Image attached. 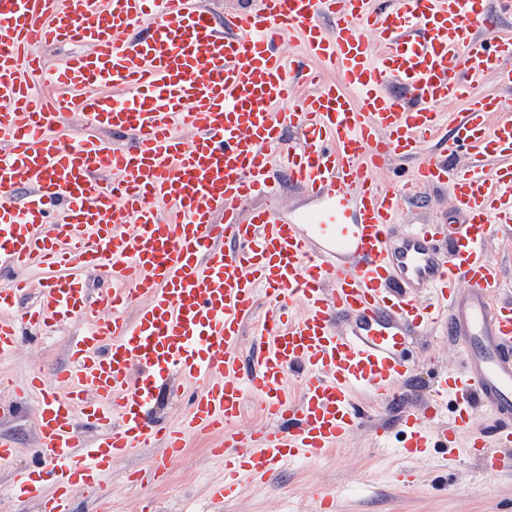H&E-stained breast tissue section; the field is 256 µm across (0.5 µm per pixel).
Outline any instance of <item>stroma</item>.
I'll return each instance as SVG.
<instances>
[{"mask_svg": "<svg viewBox=\"0 0 512 512\" xmlns=\"http://www.w3.org/2000/svg\"><path fill=\"white\" fill-rule=\"evenodd\" d=\"M450 198L449 187L428 189L401 220L451 221ZM71 334L68 327L47 329L0 364V372L14 383L13 389H0V434L11 436L18 448L13 459L0 462V512H38L37 504L18 497L13 487L18 472L39 466L32 423L35 400L23 387L34 371L66 364ZM412 359L414 380L404 391L409 402L425 396L444 370L460 369L463 363L460 349L437 332L416 337ZM403 444L395 435L390 446H380L366 425L327 458L293 463L263 482L244 483L237 497L221 502L212 500L211 488L223 481L224 463L204 441L190 439L180 459L169 464L165 480L151 474L164 458L159 444L113 461L103 489L76 488L73 512H139L148 499L155 512H320L327 491L337 494L340 512H512V475H486L477 460L463 454L446 470L439 463L446 449L410 458L400 454Z\"/></svg>", "mask_w": 512, "mask_h": 512, "instance_id": "stroma-1", "label": "stroma"}]
</instances>
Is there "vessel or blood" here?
<instances>
[{
    "label": "vessel or blood",
    "instance_id": "obj_1",
    "mask_svg": "<svg viewBox=\"0 0 512 512\" xmlns=\"http://www.w3.org/2000/svg\"><path fill=\"white\" fill-rule=\"evenodd\" d=\"M290 35L319 71L301 69ZM62 43L84 50L45 71L35 47ZM41 75L55 95L32 94ZM488 76L512 90V36L486 0H248L220 22L198 0H0V270L53 272L23 309L25 281L0 289V359L36 327H78L68 365L30 380L48 468L20 474V491L71 512L74 486L95 489L113 460L159 442L175 458L195 435L224 459L222 500L338 449L369 419L359 391L401 410L375 425L379 442L401 432L420 457L463 439L511 473L512 300L485 246L512 236V111L472 94ZM454 100L466 107L440 136ZM76 108L78 136L53 135ZM408 159L404 186L376 180ZM287 184L319 207L284 219ZM440 185L457 222L399 227L408 189ZM255 197L267 207L243 213ZM84 268L107 287L91 292ZM260 298L245 372L239 336ZM437 325L464 343L463 367L405 407L403 346ZM174 374L194 391L169 428L149 412ZM250 394L265 422L244 429ZM478 401L493 414L480 433Z\"/></svg>",
    "mask_w": 512,
    "mask_h": 512
}]
</instances>
